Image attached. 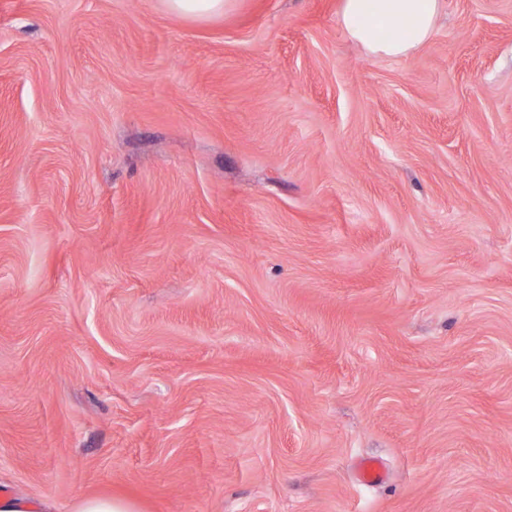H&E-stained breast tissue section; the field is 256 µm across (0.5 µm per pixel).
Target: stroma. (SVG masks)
Returning <instances> with one entry per match:
<instances>
[{
	"label": "stroma",
	"instance_id": "stroma-1",
	"mask_svg": "<svg viewBox=\"0 0 512 512\" xmlns=\"http://www.w3.org/2000/svg\"><path fill=\"white\" fill-rule=\"evenodd\" d=\"M339 7L0 0V491L512 512V0ZM234 0H165L169 10L182 16L204 20L223 14ZM443 0H342L339 22L348 38L375 56L406 57L432 36ZM403 35L382 37L385 29Z\"/></svg>",
	"mask_w": 512,
	"mask_h": 512
}]
</instances>
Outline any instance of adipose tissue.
<instances>
[{
	"instance_id": "obj_1",
	"label": "adipose tissue",
	"mask_w": 512,
	"mask_h": 512,
	"mask_svg": "<svg viewBox=\"0 0 512 512\" xmlns=\"http://www.w3.org/2000/svg\"><path fill=\"white\" fill-rule=\"evenodd\" d=\"M443 0H341L348 38L375 56L405 57L432 36ZM400 36H393V29Z\"/></svg>"
}]
</instances>
